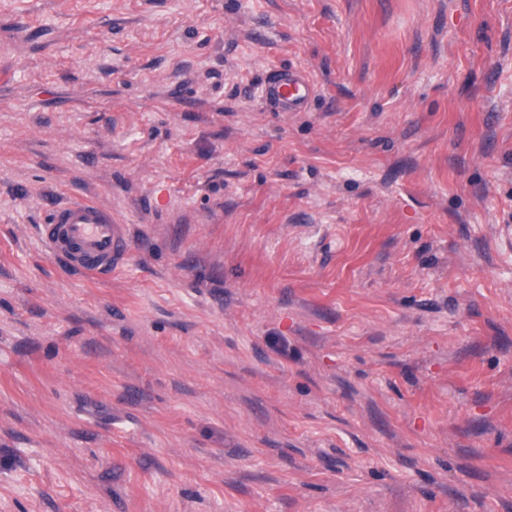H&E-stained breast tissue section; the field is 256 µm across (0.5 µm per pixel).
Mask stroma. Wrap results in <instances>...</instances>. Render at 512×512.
I'll use <instances>...</instances> for the list:
<instances>
[{
  "label": "stroma",
  "instance_id": "obj_1",
  "mask_svg": "<svg viewBox=\"0 0 512 512\" xmlns=\"http://www.w3.org/2000/svg\"><path fill=\"white\" fill-rule=\"evenodd\" d=\"M509 224L512 0H0V512H512ZM317 93L310 76L303 70L273 68L266 79V99L277 112H297ZM118 222L111 211L74 199L51 209L42 239L69 265L103 277L118 269L126 255L128 227Z\"/></svg>",
  "mask_w": 512,
  "mask_h": 512
}]
</instances>
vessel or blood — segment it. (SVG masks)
<instances>
[{
    "mask_svg": "<svg viewBox=\"0 0 512 512\" xmlns=\"http://www.w3.org/2000/svg\"><path fill=\"white\" fill-rule=\"evenodd\" d=\"M316 92L310 76L299 69L276 67L266 79V98L278 112L305 108ZM127 236V225L111 211L84 199L53 207L42 226V239L54 255L98 277L122 265Z\"/></svg>",
    "mask_w": 512,
    "mask_h": 512,
    "instance_id": "obj_1",
    "label": "vessel or blood"
}]
</instances>
